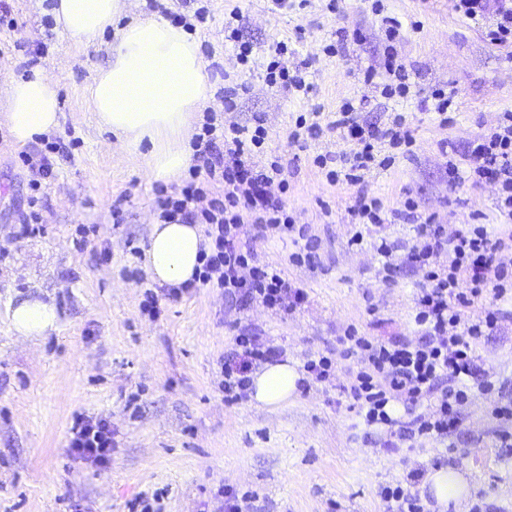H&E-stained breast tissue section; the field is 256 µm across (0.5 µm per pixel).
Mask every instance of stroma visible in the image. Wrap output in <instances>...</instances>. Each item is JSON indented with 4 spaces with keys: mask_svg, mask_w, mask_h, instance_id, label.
Masks as SVG:
<instances>
[{
    "mask_svg": "<svg viewBox=\"0 0 512 512\" xmlns=\"http://www.w3.org/2000/svg\"><path fill=\"white\" fill-rule=\"evenodd\" d=\"M8 4L17 24L0 26V512H128L153 494L161 512H218V491L226 486L254 495V512H384L383 486L404 481L410 470L445 464L470 474L464 512H512V455L498 448L492 415L512 401V299L494 291L465 315L472 319L489 307L503 312L477 345L495 387L482 392L478 379L470 380L469 401L447 437L406 444L386 427H366L347 393L355 365L342 359L330 382L276 409L225 402L219 388L233 338L248 327L299 366L308 354L339 352L351 326L385 340L419 339L413 299L424 270L407 266L385 279L373 248L382 235L406 253L414 227L397 219L371 226L361 245H350L355 227L347 208L356 192L380 198L389 211L412 195L450 234L483 224L493 235L512 236L492 185L449 187L440 148L452 143L460 169H467L469 142L493 128L500 113L512 112V47L490 44L481 24L456 13L455 0H383L385 14L402 24L396 49L411 77L408 97L388 100L363 81L385 60L382 16L372 12V0H310L306 9L289 11L271 0H207L208 19L193 32L209 76L196 121L216 112L228 122H262L266 149L253 162L279 159L288 179L281 200L318 241L311 267L291 263L298 246L277 230L254 242L260 261L282 268L308 292L307 302L286 315L258 303L239 308L223 290L205 286L173 299L151 282L141 252L158 218L157 182L144 151L113 148L88 92L109 61L114 30L74 38L57 29L48 0ZM234 10L233 41L224 27ZM340 29L363 38L326 53ZM280 40L288 43L289 67L308 62L309 96L267 84L269 48ZM239 42L252 48L251 68L236 57ZM36 71L57 82L59 128L71 131L74 144L70 158L54 161L41 233L21 238L31 174L9 135L5 89L9 79ZM230 80L246 87L232 112L219 93ZM439 87L455 92L445 126L426 107ZM347 101L360 121L381 128L393 113H404L415 138L411 154L372 170L358 188L328 183L313 164L318 155L349 151L336 132L326 130L303 150L289 138L298 116L327 125ZM33 295L52 301L59 317L48 336L29 340L14 334L8 310ZM78 414L111 420L115 446L106 465L71 452Z\"/></svg>",
    "mask_w": 512,
    "mask_h": 512,
    "instance_id": "obj_1",
    "label": "stroma"
}]
</instances>
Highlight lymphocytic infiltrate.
<instances>
[{"label": "lymphocytic infiltrate", "instance_id": "lymphocytic-infiltrate-1", "mask_svg": "<svg viewBox=\"0 0 512 512\" xmlns=\"http://www.w3.org/2000/svg\"><path fill=\"white\" fill-rule=\"evenodd\" d=\"M455 11L468 20L493 15V23L485 30L487 39L495 45L512 44V0H456ZM287 52V44L277 42L266 66L267 82L309 94L312 83L306 81L301 70L289 69ZM330 127L353 147L340 156V168H330L327 155L317 156L314 164L324 171L329 183L342 182L356 189L372 169L391 165V156L381 153L383 145L413 143L404 115L394 114L382 130L366 127L360 124L357 110L349 102L341 107ZM266 136L263 125L251 128L235 122L223 124L215 115H208L195 138L188 180L171 192L157 189L156 204L163 222L205 225L213 248L202 258L197 282L223 289L225 297L241 307L258 302L289 313L307 301L308 293L300 284L286 279L281 268L260 262L248 229L272 226L297 234L304 247L291 256L296 265L312 263L314 246L308 240L307 225L295 223L278 197L279 192L288 189L282 164L274 160L258 169L250 164L253 154L262 152ZM63 144V136H56L46 143L43 152L25 159L32 173V194L19 236L36 233L43 183L53 175L49 155ZM468 158L464 172L456 162H449V183L464 177L476 185H493L498 212L512 219V112L503 113L491 132L473 141ZM394 215L418 227L407 260L427 270L426 284L414 298V322L422 336L415 343L385 341L359 335L350 327L340 338L341 357L356 360L359 365L350 395L366 426H386L402 441L442 437L458 426L461 409L469 400L468 382L480 370L476 345L500 319L496 310L484 311L474 319L465 318L464 311L485 289H492L500 298L512 291V245L493 237L482 224H470L447 235L436 214L419 213L417 202L410 196ZM279 355V350L265 345L259 334L235 336L223 363L225 401L235 403L247 398L252 370ZM428 396L434 399L431 412L410 420L391 416L387 410L391 401L416 403ZM69 446L83 460L97 466L107 464L112 451L111 421L75 418Z\"/></svg>", "mask_w": 512, "mask_h": 512}]
</instances>
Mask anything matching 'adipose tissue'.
Wrapping results in <instances>:
<instances>
[{
  "label": "adipose tissue",
  "mask_w": 512,
  "mask_h": 512,
  "mask_svg": "<svg viewBox=\"0 0 512 512\" xmlns=\"http://www.w3.org/2000/svg\"><path fill=\"white\" fill-rule=\"evenodd\" d=\"M125 0H55L53 14L60 29L90 39L112 28L125 13ZM208 75L198 42L180 25L155 15L117 29L110 60L89 87L97 124L115 138L119 150L149 144L147 166L162 181L176 180L187 168L198 105L205 100ZM10 132L17 144L58 126V85L41 72L8 82ZM209 241L200 225L173 222L152 224L144 260L152 282L178 288L192 281ZM52 302L25 297L11 312L17 336L32 339L56 327ZM300 374L290 361L263 363L251 376L250 399L256 406L277 408L296 396ZM421 488L439 512H455L469 495L464 472L446 465L427 471Z\"/></svg>",
  "instance_id": "1"
}]
</instances>
